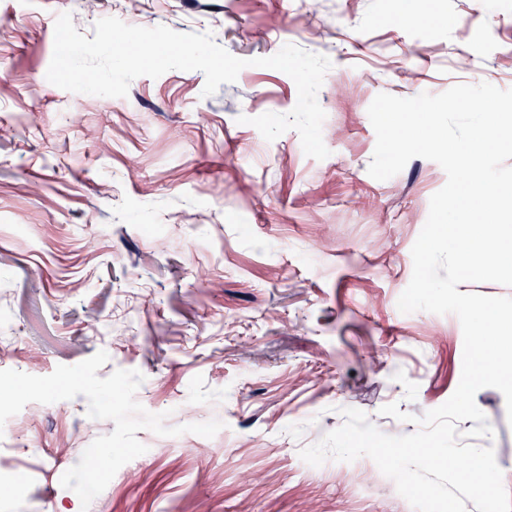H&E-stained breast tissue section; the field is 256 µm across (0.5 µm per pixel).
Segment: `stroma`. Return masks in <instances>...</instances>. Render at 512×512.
Listing matches in <instances>:
<instances>
[{
	"label": "stroma",
	"instance_id": "obj_1",
	"mask_svg": "<svg viewBox=\"0 0 512 512\" xmlns=\"http://www.w3.org/2000/svg\"><path fill=\"white\" fill-rule=\"evenodd\" d=\"M64 12L89 37L105 17L208 32L250 65L207 97L202 72L179 70L124 98L68 92L46 78ZM287 43L332 62L322 160L296 130L269 142L237 121L295 106L294 81L252 63ZM481 82L512 88V0H0V370L46 376L103 350L98 377L140 371L136 398L167 425L224 424L139 431L146 453L85 509L60 478L113 422L82 395L27 404L0 428L27 478L0 512H414L371 459L299 452L345 407L413 433L380 408L420 416L459 384V319L397 307L446 173L416 157L372 178L367 110ZM475 401L493 430L475 445L512 474L502 393Z\"/></svg>",
	"mask_w": 512,
	"mask_h": 512
}]
</instances>
